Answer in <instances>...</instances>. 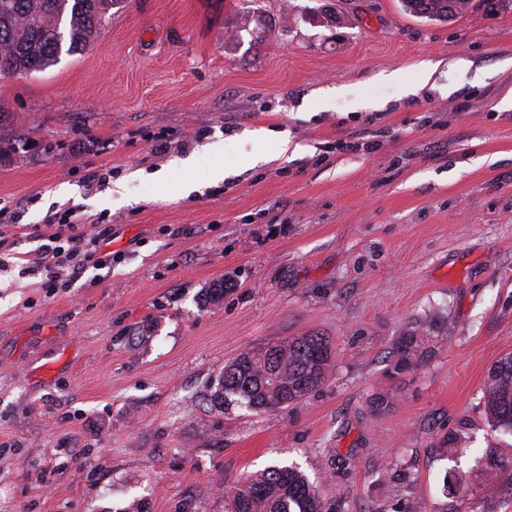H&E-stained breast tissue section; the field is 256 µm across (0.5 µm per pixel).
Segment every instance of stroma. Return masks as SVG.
<instances>
[{"label": "stroma", "mask_w": 512, "mask_h": 512, "mask_svg": "<svg viewBox=\"0 0 512 512\" xmlns=\"http://www.w3.org/2000/svg\"><path fill=\"white\" fill-rule=\"evenodd\" d=\"M471 3L116 0L85 50L0 77V512H224L273 464L324 512H512L481 392L512 355V4ZM51 224L110 225L111 267L44 287ZM418 327L434 355L387 379ZM307 332L323 386L214 405L225 363ZM406 10L418 17L446 22L464 14L469 0H404Z\"/></svg>", "instance_id": "35a3bbf8"}]
</instances>
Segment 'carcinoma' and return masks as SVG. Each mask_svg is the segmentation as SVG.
I'll return each instance as SVG.
<instances>
[{
  "mask_svg": "<svg viewBox=\"0 0 512 512\" xmlns=\"http://www.w3.org/2000/svg\"><path fill=\"white\" fill-rule=\"evenodd\" d=\"M114 0H0V76H28L57 61L62 48L84 50L106 20ZM418 17L446 22L464 14L470 0H404ZM432 349L415 331L399 337L386 377L417 369ZM336 358L329 339L318 334L286 338L241 353L224 365L214 399L229 397L256 411L301 401L325 384ZM482 400L492 427L512 433V355L488 374ZM226 512H323L305 474L271 465L248 473L225 498Z\"/></svg>",
  "mask_w": 512,
  "mask_h": 512,
  "instance_id": "carcinoma-1",
  "label": "carcinoma"
}]
</instances>
